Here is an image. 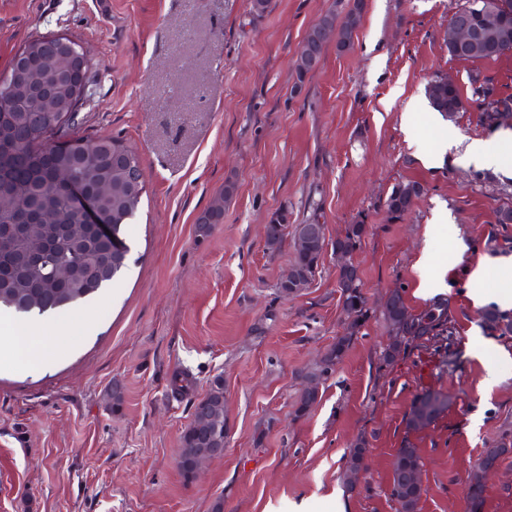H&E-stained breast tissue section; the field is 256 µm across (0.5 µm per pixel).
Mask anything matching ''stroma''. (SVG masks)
Masks as SVG:
<instances>
[{
	"instance_id": "obj_1",
	"label": "stroma",
	"mask_w": 512,
	"mask_h": 512,
	"mask_svg": "<svg viewBox=\"0 0 512 512\" xmlns=\"http://www.w3.org/2000/svg\"><path fill=\"white\" fill-rule=\"evenodd\" d=\"M463 0H365L348 51L328 44L294 94L307 30L348 0H0V75L42 36H64L90 55L92 101L72 131L133 148L145 169L139 211L126 228L128 268L96 300L54 316L64 328L34 368L0 365V512H397L390 462L403 440L421 455L418 512H469L467 476L484 449L512 445V333L488 325L492 296L512 280V175L460 162L448 140H489L477 110L445 118L425 88L452 77L512 101V51L489 60L448 54L444 32ZM419 101L413 130L400 119ZM439 152V151H438ZM236 190L224 221L197 218L225 181ZM423 191L402 216L393 187ZM452 223L434 225L438 210ZM292 224L318 216L328 248L310 285L286 300L277 281L291 258L265 228L275 211ZM366 227L353 258L373 310L303 417L301 372L344 333L332 246L345 225ZM490 259L491 299L473 305L464 284L426 298L414 269L422 250L445 263ZM402 290L412 313L443 304L450 338L410 342L392 362L383 305ZM497 385L483 382L487 368ZM188 374L185 391L172 385ZM224 381L222 458L196 477L177 461L192 405ZM122 401L113 405L111 392ZM447 394L430 427L410 431L416 395ZM366 468L348 491L350 451ZM481 512H512V454L487 476Z\"/></svg>"
}]
</instances>
